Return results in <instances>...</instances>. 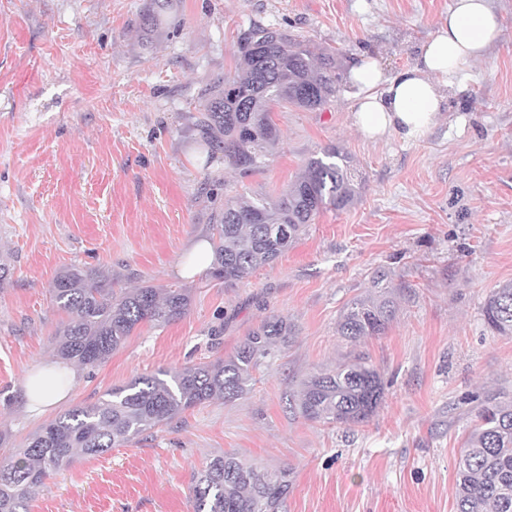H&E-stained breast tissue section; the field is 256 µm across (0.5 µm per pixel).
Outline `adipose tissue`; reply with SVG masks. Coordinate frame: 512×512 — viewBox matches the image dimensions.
Returning a JSON list of instances; mask_svg holds the SVG:
<instances>
[{
  "label": "adipose tissue",
  "instance_id": "ef3b65f1",
  "mask_svg": "<svg viewBox=\"0 0 512 512\" xmlns=\"http://www.w3.org/2000/svg\"><path fill=\"white\" fill-rule=\"evenodd\" d=\"M499 28L489 0H453L447 24L423 45L415 66L387 76L374 59L361 58L348 74L357 91V128L372 140L424 137L441 116L447 90L481 58Z\"/></svg>",
  "mask_w": 512,
  "mask_h": 512
}]
</instances>
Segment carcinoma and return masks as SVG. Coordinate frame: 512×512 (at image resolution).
Instances as JSON below:
<instances>
[{
	"label": "carcinoma",
	"mask_w": 512,
	"mask_h": 512,
	"mask_svg": "<svg viewBox=\"0 0 512 512\" xmlns=\"http://www.w3.org/2000/svg\"><path fill=\"white\" fill-rule=\"evenodd\" d=\"M175 7L176 0H150L144 30H158ZM237 59L234 73L200 88L194 130L208 152L221 153L225 164L248 172L264 165L279 143L274 107L288 103L318 110L336 97L344 73L335 48L317 49L261 23L240 31ZM359 197L351 157L331 145L310 157L301 176L276 197L260 193L227 200L211 215V277L226 283L248 279L274 263L322 211L347 210ZM50 294L67 315L55 333V354L85 368L105 362L138 326L167 325L191 304L184 288L116 291L111 277L79 265L60 273ZM392 304L387 291L354 300L338 323L339 335L352 342L381 335L393 316ZM482 315L490 329L512 335V280L488 293ZM288 332V319L274 315L232 356L166 371L161 378L138 376L59 415L0 462V512H26L33 490L80 455L104 454L198 404L242 397L269 347ZM384 391L377 369L357 357L310 374L299 392V409L311 420L358 425L375 414ZM456 475V512H512V399L495 394L481 402L459 448ZM288 486L285 471L245 468L231 456H217L197 476L195 512H280Z\"/></svg>",
	"instance_id": "1"
}]
</instances>
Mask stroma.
<instances>
[{
	"label": "stroma",
	"instance_id": "35a3bbf8",
	"mask_svg": "<svg viewBox=\"0 0 512 512\" xmlns=\"http://www.w3.org/2000/svg\"><path fill=\"white\" fill-rule=\"evenodd\" d=\"M148 3L0 0V258L11 268L0 290V460L137 376L234 354L268 316L292 330L242 398L77 457L28 512H194L195 474L225 454L288 472L281 512H455V462L479 403L512 394V336L482 316L487 292L512 280V0H490L499 36L422 140L365 139L346 82L323 110L275 107L280 143L248 174L206 159L193 129L199 89L235 71L239 30L270 24L335 47L343 65L366 52L393 73L416 63L451 0H180L150 36ZM330 144L362 181L354 207L321 213L248 280L179 276L215 209L276 196ZM73 264L119 288L188 289L191 305L78 368L66 399L37 416L25 388L55 360L65 315L49 289ZM378 270L395 288V318L383 335L347 341L337 324L375 295ZM354 355L384 382L376 413L351 427L304 417L302 381Z\"/></svg>",
	"mask_w": 512,
	"mask_h": 512
}]
</instances>
